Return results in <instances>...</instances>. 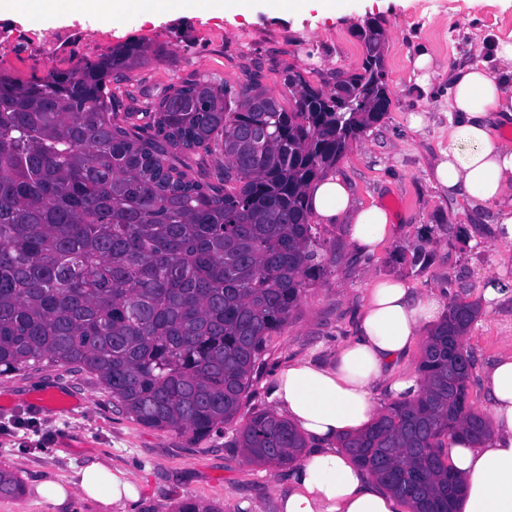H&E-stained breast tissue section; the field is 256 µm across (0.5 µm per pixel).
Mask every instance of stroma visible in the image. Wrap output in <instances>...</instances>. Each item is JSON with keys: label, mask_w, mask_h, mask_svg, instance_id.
Listing matches in <instances>:
<instances>
[{"label": "stroma", "mask_w": 512, "mask_h": 512, "mask_svg": "<svg viewBox=\"0 0 512 512\" xmlns=\"http://www.w3.org/2000/svg\"><path fill=\"white\" fill-rule=\"evenodd\" d=\"M370 20L384 35L391 104L351 143L334 172L350 183L358 201L382 205L396 221L372 258L355 256L344 225H321L327 273L275 337L267 369L253 386L250 404L259 409L271 406L268 390L279 365L330 359L352 335L373 279L444 288L450 299L476 303L487 289L503 292V302L480 313L465 343L480 369L512 350V245L499 243L492 209L462 207L432 177L440 150L448 146V71L489 62L494 37L512 33V0H340L337 12L313 8L301 14L279 9L274 0H256L246 14H141L108 27L74 17L0 18V33L11 37L4 66L22 76L44 73L62 55L72 62L92 59L134 41L162 47L161 57L118 84L134 112L149 111L171 85L197 79L235 87L254 77L292 105L287 73L320 87L360 70L359 31ZM47 26L67 28L70 43L56 50L40 42L36 32ZM422 49L431 52L436 69L426 90L417 84L414 67ZM419 112L428 123L415 132L407 118ZM46 387L70 394L74 411H33L36 392ZM0 399V422L37 419L35 427L0 435V467L15 472L24 488L20 497L0 496V512H106L75 492L59 505L37 492L48 480L70 484L78 469L97 461L136 477L141 499L134 512H175L187 499L223 512H279L278 498L288 487L287 467L251 463L234 448L233 425L203 440L143 426L115 411L96 379L72 366L0 376Z\"/></svg>", "instance_id": "1"}]
</instances>
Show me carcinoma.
<instances>
[{"mask_svg": "<svg viewBox=\"0 0 512 512\" xmlns=\"http://www.w3.org/2000/svg\"><path fill=\"white\" fill-rule=\"evenodd\" d=\"M361 70L340 80L358 111L289 73L294 106L253 78L168 88L144 113L110 88L162 50L124 43L94 61L22 78L0 68V376L74 365L116 411L202 440L246 405L273 338L326 274L308 186L386 114L383 33L360 32ZM224 158L218 183L192 164ZM454 301L428 333L421 391L385 405L340 439L409 512H454L461 492L443 448L486 418L472 411L475 358L464 338L479 315ZM235 447L254 463H295L304 439L253 409ZM22 483L0 468V496Z\"/></svg>", "mask_w": 512, "mask_h": 512, "instance_id": "cac0c4a2", "label": "carcinoma"}]
</instances>
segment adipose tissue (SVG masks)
I'll use <instances>...</instances> for the list:
<instances>
[{
	"label": "adipose tissue",
	"instance_id": "1",
	"mask_svg": "<svg viewBox=\"0 0 512 512\" xmlns=\"http://www.w3.org/2000/svg\"><path fill=\"white\" fill-rule=\"evenodd\" d=\"M247 12L248 0H0V16L45 14L111 23L130 14ZM495 69L462 65L448 72V147L433 167L437 186L469 208L495 212L501 243L512 244V144L500 129L512 125V41L491 45ZM311 209L324 224H343L357 253L376 254L388 239L392 214L356 202L347 181L329 175L309 189ZM446 300L395 279H373L353 337L331 361L298 359L275 372L269 399L309 446L288 473L280 512H399L400 503L339 448L380 414L381 392L414 396L418 376L399 368ZM492 433L483 442L465 432L447 440L448 464L462 483L456 512H512V352L480 374ZM81 494L126 512L139 490L125 471L93 462L77 473Z\"/></svg>",
	"mask_w": 512,
	"mask_h": 512
}]
</instances>
